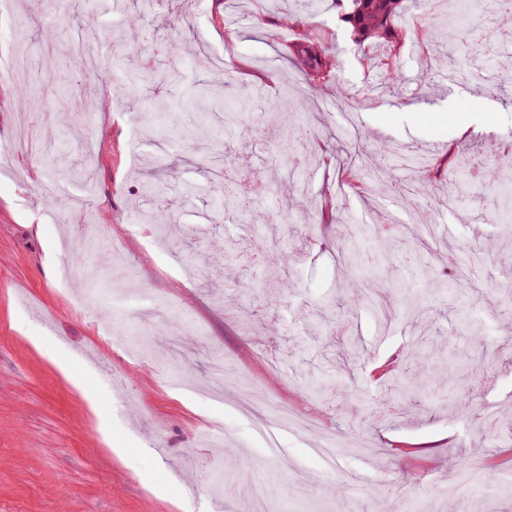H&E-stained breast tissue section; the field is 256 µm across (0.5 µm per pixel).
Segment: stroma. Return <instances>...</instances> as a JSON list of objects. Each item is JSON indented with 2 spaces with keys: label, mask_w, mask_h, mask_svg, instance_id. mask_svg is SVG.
<instances>
[{
  "label": "stroma",
  "mask_w": 512,
  "mask_h": 512,
  "mask_svg": "<svg viewBox=\"0 0 512 512\" xmlns=\"http://www.w3.org/2000/svg\"><path fill=\"white\" fill-rule=\"evenodd\" d=\"M461 7L411 0L397 84L352 112L337 90L366 92L384 49L354 43L325 6L309 13L303 0H163L121 50L130 66L165 51L179 78L131 91L121 79L109 88L78 81L85 62L69 52L84 28H121V10L9 0L0 40L24 45L30 62L0 79V512H512V493L474 476L485 457L512 448V302L500 294L512 289V237L493 221L504 201L483 172L512 142V80L484 92L488 112L475 111L469 84L447 82L430 36ZM282 12L304 14L303 29L274 24ZM37 14L61 33L53 54L43 52ZM303 31L330 47L332 77L317 98L290 62ZM188 42L190 60L182 57ZM253 87L305 101L308 140L297 169L306 195L330 193L334 208L391 238L376 281L389 328L371 305L352 304L368 279L342 260L354 246L372 252L373 240L354 239L346 224L322 226L317 209L288 207L279 183L290 152L278 124L252 114L244 140L225 127V112ZM23 88L40 102L76 91L90 104L72 124L49 110L38 121L61 163L79 156V143H96L89 216L110 279L89 276L83 264L61 281L56 243L86 216L75 206L83 189L16 141ZM158 95L171 111L149 129ZM362 130L374 144L427 155L467 146L475 165L467 207L420 197L403 212L387 188L339 191L337 168ZM219 151L228 182L243 166L260 181L249 214L225 213L218 201L222 174L208 158ZM326 153L334 158L327 167L317 162ZM169 169L196 186L192 197L167 181ZM148 181L176 220L169 239L152 238L142 219ZM52 195L60 206H45ZM228 240L238 246L229 266ZM476 250L486 258L477 289L448 264ZM283 278L291 287L281 291ZM405 291L419 302L411 315ZM19 318L26 331L15 329ZM416 343L422 357L405 365L415 392L392 397L370 386L372 362ZM218 365L241 407L273 423L282 410L295 413L294 427L275 433L278 453L241 407L213 398ZM324 372L345 386L313 399L307 378ZM399 441L422 448V469L392 455ZM320 442L335 446L334 462L313 454ZM353 480L355 496L321 492Z\"/></svg>",
  "instance_id": "obj_1"
}]
</instances>
